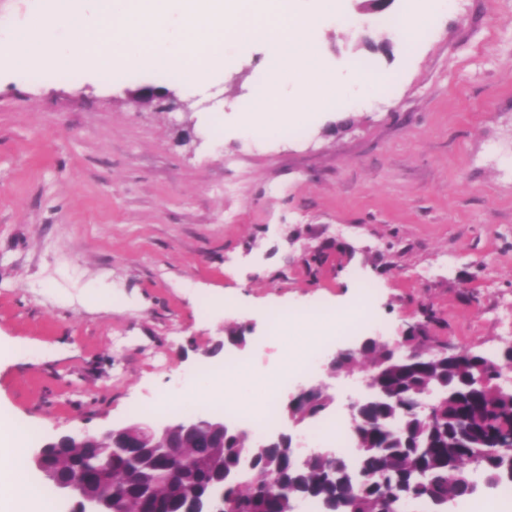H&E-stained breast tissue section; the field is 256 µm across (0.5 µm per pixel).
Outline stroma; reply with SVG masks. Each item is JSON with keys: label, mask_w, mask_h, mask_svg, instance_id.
<instances>
[{"label": "stroma", "mask_w": 512, "mask_h": 512, "mask_svg": "<svg viewBox=\"0 0 512 512\" xmlns=\"http://www.w3.org/2000/svg\"><path fill=\"white\" fill-rule=\"evenodd\" d=\"M315 32L347 96L301 135H242L267 46L230 44L209 97L184 72L89 78L0 49V413L39 442L146 418L168 399L210 415L191 374L252 358L251 411L283 366L278 311H346L376 285L373 332L475 352L512 344V0L429 6L420 38L383 18ZM384 82L352 100L358 74ZM171 92L187 110L138 103ZM233 310H224V302Z\"/></svg>", "instance_id": "obj_1"}]
</instances>
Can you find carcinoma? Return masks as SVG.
<instances>
[{
	"instance_id": "cac0c4a2",
	"label": "carcinoma",
	"mask_w": 512,
	"mask_h": 512,
	"mask_svg": "<svg viewBox=\"0 0 512 512\" xmlns=\"http://www.w3.org/2000/svg\"><path fill=\"white\" fill-rule=\"evenodd\" d=\"M502 361H485L482 368L465 355L454 360H420L388 378L391 397L356 420L367 448L355 449L356 468L343 455L336 459L313 456L298 470L288 468L282 448H248L245 440L224 444V498L237 503L238 512H289L296 500L314 501L321 512H342L356 473L362 474L355 512H375L380 500L414 494L432 512H446L448 502L471 496L466 491L469 465L484 470L492 485L512 482V447H502L503 433L512 428V389L495 388L503 375ZM483 374L484 391L448 398L431 425L411 410L407 397L423 394L448 381L464 383ZM273 471L284 496L258 484ZM113 484L124 512H147L126 488L124 474L113 471ZM185 498L175 497L167 485L157 487L152 505L160 512H181Z\"/></svg>"
}]
</instances>
